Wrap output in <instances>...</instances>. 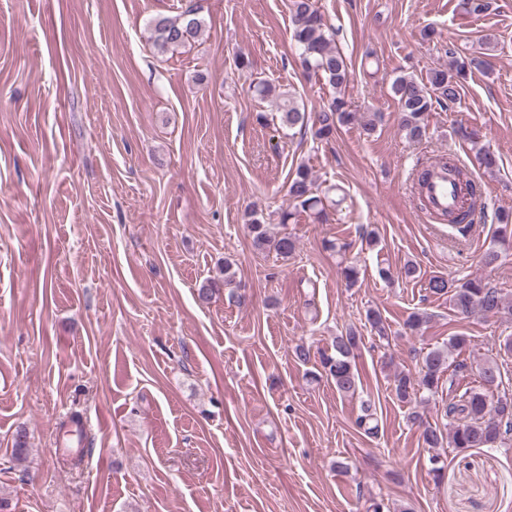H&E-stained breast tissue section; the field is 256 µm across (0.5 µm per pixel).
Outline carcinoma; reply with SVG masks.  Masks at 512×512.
I'll use <instances>...</instances> for the list:
<instances>
[{"label": "carcinoma", "instance_id": "1", "mask_svg": "<svg viewBox=\"0 0 512 512\" xmlns=\"http://www.w3.org/2000/svg\"><path fill=\"white\" fill-rule=\"evenodd\" d=\"M291 20L293 40L298 49V59L304 73L313 74L326 80L335 90L344 89L350 81L351 71L344 55L338 50L329 27L316 5V0H291ZM151 41L159 55L173 54L186 45L198 40L204 30V19L199 7H185L174 17L158 16L150 22ZM474 59L459 57L452 48L448 49V65L433 70L428 83H423L410 75L397 76L391 91L401 112L402 128L411 140L422 138L426 131L425 119L436 108H452L460 100V84L466 78ZM254 88L262 98L279 99L277 110L281 126L299 133H311L316 140H327L337 129L355 119L348 110L346 101L335 96L327 106L309 119L299 105L288 96L277 92V86L260 81ZM417 186L419 202L423 209L428 203L423 193L428 181L442 173L453 185L457 194L455 207L443 213L448 221V238L455 242L469 240L476 225L486 221V206L481 202L483 188L472 178L468 167L456 157L443 155L432 161H417ZM289 208L280 215V223L286 224L300 213H307L317 222L327 220L328 194H319L311 169L304 165L296 168L288 181ZM247 229L253 245L262 251H274L283 259L295 251V240L284 235L273 238L268 234L267 225L256 217L254 211L246 212ZM500 223L498 233L483 255L484 264L494 266L512 255V225L509 215L497 214ZM231 263L224 262V280H208L198 289L200 301L206 302L215 289L233 280ZM429 290L436 295H446L455 313L468 316L475 312L487 315L506 314L512 320V305H505L504 297L481 279H448L433 276L429 280ZM367 322L374 333L385 339L389 325L381 313L370 309L366 313ZM360 337L353 330L336 337L333 352H322L320 363L327 378L336 391L350 395L357 391L360 377L353 359L359 347ZM465 336H452L442 346L429 350L422 358L417 374L399 372L393 379L392 391L402 403L417 399L421 402L439 390L447 389L448 401L444 406V417L450 421L448 431L437 426L424 425L422 439L428 448H441L448 445L461 451L471 448H506L512 446V394L494 395L499 388L498 367L487 363L478 370L481 386L460 389V377L471 366L459 358L467 346ZM356 426L364 433L376 436L379 426L372 412L371 402L362 404L361 414L356 418Z\"/></svg>", "mask_w": 512, "mask_h": 512}]
</instances>
